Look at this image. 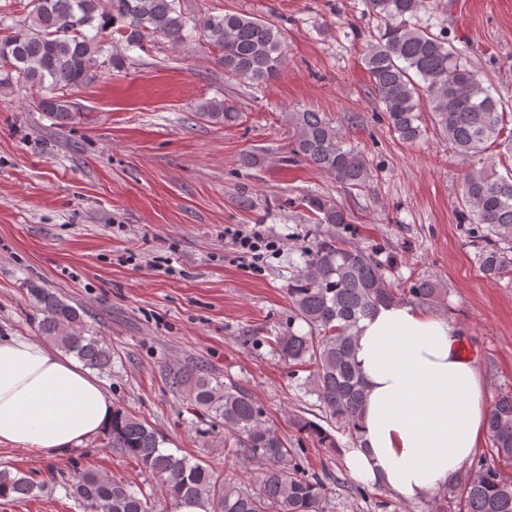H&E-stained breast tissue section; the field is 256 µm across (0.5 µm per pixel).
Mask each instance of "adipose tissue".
I'll return each mask as SVG.
<instances>
[{"mask_svg": "<svg viewBox=\"0 0 512 512\" xmlns=\"http://www.w3.org/2000/svg\"><path fill=\"white\" fill-rule=\"evenodd\" d=\"M458 336L448 319L409 305L360 321L365 416L345 454L355 480L411 501L445 488L473 457L486 431L485 384ZM111 419V397L76 362L36 339L0 340V443L60 454Z\"/></svg>", "mask_w": 512, "mask_h": 512, "instance_id": "ef3b65f1", "label": "adipose tissue"}]
</instances>
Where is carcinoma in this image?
I'll return each instance as SVG.
<instances>
[{
    "instance_id": "cac0c4a2",
    "label": "carcinoma",
    "mask_w": 512,
    "mask_h": 512,
    "mask_svg": "<svg viewBox=\"0 0 512 512\" xmlns=\"http://www.w3.org/2000/svg\"><path fill=\"white\" fill-rule=\"evenodd\" d=\"M427 0H364L366 11L382 25L365 52L364 63L389 130L405 142L423 135L422 112L466 164L461 183L462 215L482 225L476 261L487 278L512 273V175L499 174L495 161L476 167L470 160L485 144L497 143L512 156V132L505 130L501 98L484 85L444 31L415 23ZM15 24L24 33L0 36V84L39 88L38 109L63 128L76 118L67 92L89 83L99 69L120 67L126 57L112 50L143 49L148 37L179 46L193 35L220 52L218 64L231 78L259 85L278 74L285 53L281 31L271 22L244 14L188 17L180 0H30V10ZM198 119L224 125L237 120L235 107L222 98L200 103ZM291 153L328 173L348 189L372 182L363 155L346 143L342 130L324 112L288 113ZM318 223L332 227L350 223V214L322 197L306 200ZM440 289L430 280L396 288L383 264L354 243L334 235L321 240L288 282L291 315L288 332L273 342L293 367L312 368L303 388L316 396L319 423L303 415L294 428L322 448L341 449L337 435L358 442L362 428L365 384L355 362L359 321L381 306L410 302L432 305ZM42 315L40 329L59 348L87 367L105 370L111 352L88 329L77 308L54 293L36 291ZM303 321L308 331L294 329ZM172 391L190 405L224 421V457L250 453L260 465L249 483L214 471L200 462L162 448L163 435L122 407L113 410L103 431L108 447L136 461L161 481L175 507L203 512H327V487L300 464L303 449L288 447L264 420V409L243 387L225 384L207 369L170 367L165 373ZM487 430L497 458L512 460V392L496 396ZM46 483L23 473L0 469V500L32 499ZM459 512H512V475L481 461L446 489ZM71 496L92 512H150L142 488L114 481L99 472L76 475Z\"/></svg>"
}]
</instances>
